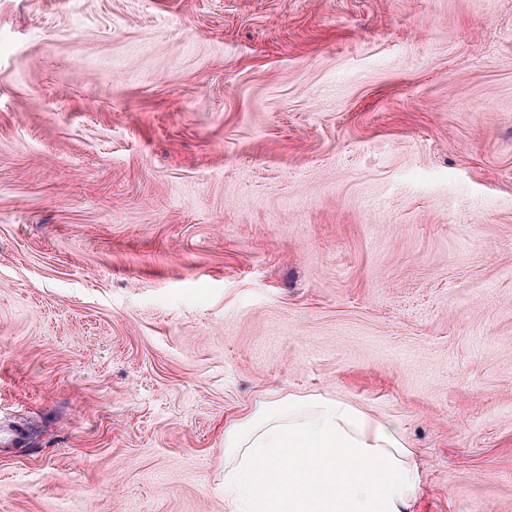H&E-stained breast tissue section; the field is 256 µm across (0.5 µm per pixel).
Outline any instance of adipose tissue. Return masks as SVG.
Returning <instances> with one entry per match:
<instances>
[{"instance_id": "1", "label": "adipose tissue", "mask_w": 512, "mask_h": 512, "mask_svg": "<svg viewBox=\"0 0 512 512\" xmlns=\"http://www.w3.org/2000/svg\"><path fill=\"white\" fill-rule=\"evenodd\" d=\"M233 512H411L422 482L402 436L356 405L291 394L224 430Z\"/></svg>"}]
</instances>
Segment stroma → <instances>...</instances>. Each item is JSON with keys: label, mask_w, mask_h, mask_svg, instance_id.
<instances>
[{"label": "stroma", "mask_w": 512, "mask_h": 512, "mask_svg": "<svg viewBox=\"0 0 512 512\" xmlns=\"http://www.w3.org/2000/svg\"><path fill=\"white\" fill-rule=\"evenodd\" d=\"M290 394L512 512V0H0V512H229Z\"/></svg>", "instance_id": "stroma-1"}]
</instances>
